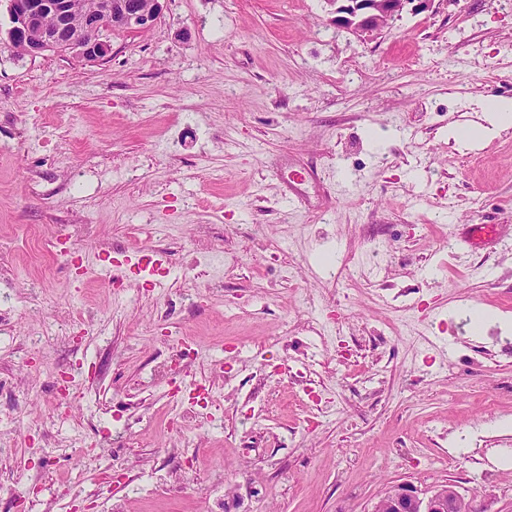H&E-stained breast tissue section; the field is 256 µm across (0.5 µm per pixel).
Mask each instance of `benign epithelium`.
<instances>
[{
    "label": "benign epithelium",
    "mask_w": 512,
    "mask_h": 512,
    "mask_svg": "<svg viewBox=\"0 0 512 512\" xmlns=\"http://www.w3.org/2000/svg\"><path fill=\"white\" fill-rule=\"evenodd\" d=\"M166 0H8L10 27L5 42L37 57L46 52L70 55L87 62L106 60L112 33L147 32L160 20ZM333 21L359 40L369 41L388 30L410 4L424 12L434 0H326ZM371 512H473L472 499L454 483L420 494L405 483L392 486L373 504Z\"/></svg>",
    "instance_id": "7a95c632"
}]
</instances>
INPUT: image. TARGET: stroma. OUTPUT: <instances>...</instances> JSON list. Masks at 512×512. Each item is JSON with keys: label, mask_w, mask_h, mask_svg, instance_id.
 Masks as SVG:
<instances>
[{"label": "stroma", "mask_w": 512, "mask_h": 512, "mask_svg": "<svg viewBox=\"0 0 512 512\" xmlns=\"http://www.w3.org/2000/svg\"><path fill=\"white\" fill-rule=\"evenodd\" d=\"M496 98L512 0L367 42L326 0H168L107 62L0 43V482L39 512H370L448 481L512 512V327L468 323L512 316V123L448 136ZM64 224L94 227L82 273L43 249ZM152 251L153 288L99 260Z\"/></svg>", "instance_id": "1"}]
</instances>
